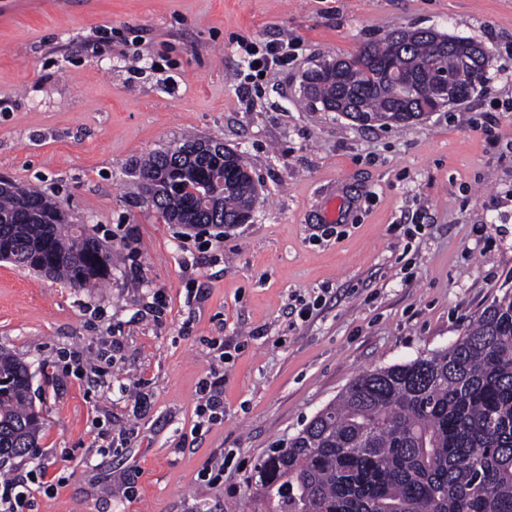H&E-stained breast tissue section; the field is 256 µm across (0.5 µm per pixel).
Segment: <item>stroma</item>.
Masks as SVG:
<instances>
[{
	"label": "stroma",
	"mask_w": 512,
	"mask_h": 512,
	"mask_svg": "<svg viewBox=\"0 0 512 512\" xmlns=\"http://www.w3.org/2000/svg\"><path fill=\"white\" fill-rule=\"evenodd\" d=\"M411 27L487 46L483 87L405 127L304 100L308 70ZM285 38L294 62L249 74L239 41ZM187 133L247 155L251 221L143 202L136 166ZM1 176L112 259L79 290L0 261V347L44 417L0 465L38 478L24 512H261L271 448L512 289V0H0Z\"/></svg>",
	"instance_id": "35a3bbf8"
}]
</instances>
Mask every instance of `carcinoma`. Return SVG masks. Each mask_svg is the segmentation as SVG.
Here are the masks:
<instances>
[{
	"label": "carcinoma",
	"mask_w": 512,
	"mask_h": 512,
	"mask_svg": "<svg viewBox=\"0 0 512 512\" xmlns=\"http://www.w3.org/2000/svg\"><path fill=\"white\" fill-rule=\"evenodd\" d=\"M477 42L433 28L393 32L343 59L332 77L306 72L304 95L362 126L406 125L431 112L406 86L453 74ZM190 136L139 169L141 186L168 224L229 226L253 212L257 186L242 154L201 150ZM224 195L208 206L214 173ZM0 259L72 288L111 271L108 250L68 223L42 191H0ZM0 461L35 451L43 427L27 366L0 350ZM269 512H512V292L495 299L448 348L355 377L288 443L256 467Z\"/></svg>",
	"instance_id": "cac0c4a2"
}]
</instances>
